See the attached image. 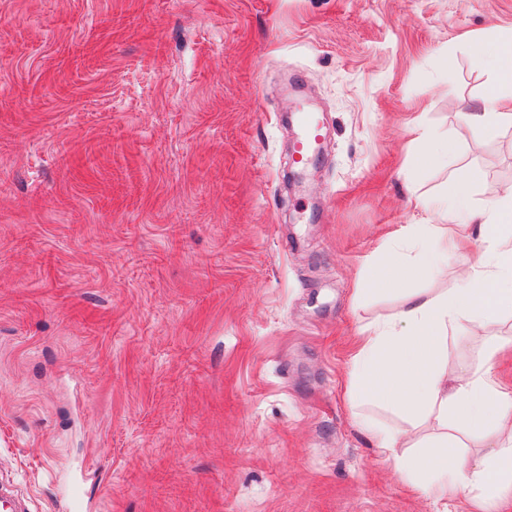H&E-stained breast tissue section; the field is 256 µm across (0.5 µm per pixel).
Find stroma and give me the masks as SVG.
Listing matches in <instances>:
<instances>
[{
	"label": "stroma",
	"mask_w": 512,
	"mask_h": 512,
	"mask_svg": "<svg viewBox=\"0 0 512 512\" xmlns=\"http://www.w3.org/2000/svg\"><path fill=\"white\" fill-rule=\"evenodd\" d=\"M512 0H0V478L62 512H477L353 408L356 280L430 204L512 182L460 132ZM327 136L300 165L297 106ZM454 160L417 172L426 140ZM65 510L70 512H88L93 510V504L90 499L86 500L83 479L74 481L69 487Z\"/></svg>",
	"instance_id": "1"
}]
</instances>
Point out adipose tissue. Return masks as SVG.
Returning a JSON list of instances; mask_svg holds the SVG:
<instances>
[{
	"instance_id": "adipose-tissue-1",
	"label": "adipose tissue",
	"mask_w": 512,
	"mask_h": 512,
	"mask_svg": "<svg viewBox=\"0 0 512 512\" xmlns=\"http://www.w3.org/2000/svg\"><path fill=\"white\" fill-rule=\"evenodd\" d=\"M472 55L491 67L495 79L464 113L463 127L490 134L512 127V32L473 47ZM472 227L482 250L454 288L433 296L405 290L390 320L360 327L349 391L354 402L381 404L410 418L404 429L369 430L402 478L427 495L476 498L483 512H498L500 497L512 491V396L493 378L506 342L494 313L512 309V186L480 208L470 206L466 186H459L436 206L433 223L402 231L405 252L378 260L356 290L404 287L440 272L456 249L458 230ZM452 327L480 342L478 360L464 374L448 367ZM472 441L485 448L475 458L466 451Z\"/></svg>"
}]
</instances>
